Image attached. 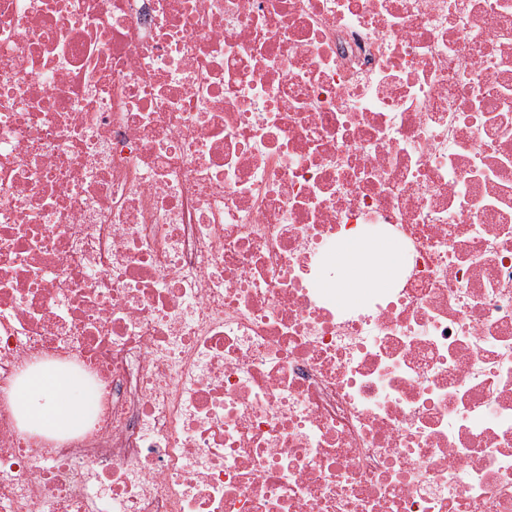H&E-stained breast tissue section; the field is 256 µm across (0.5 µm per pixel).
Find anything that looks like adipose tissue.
I'll list each match as a JSON object with an SVG mask.
<instances>
[{"label": "adipose tissue", "instance_id": "1", "mask_svg": "<svg viewBox=\"0 0 512 512\" xmlns=\"http://www.w3.org/2000/svg\"><path fill=\"white\" fill-rule=\"evenodd\" d=\"M403 254L388 237H351L340 241L319 285L337 298L360 301L374 288L393 284L400 275ZM23 427L39 433L46 428H81L94 396L77 379L62 371L34 370L11 394Z\"/></svg>", "mask_w": 512, "mask_h": 512}]
</instances>
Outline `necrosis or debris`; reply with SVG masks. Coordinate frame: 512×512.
I'll return each instance as SVG.
<instances>
[{"instance_id":"necrosis-or-debris-1","label":"necrosis or debris","mask_w":512,"mask_h":512,"mask_svg":"<svg viewBox=\"0 0 512 512\" xmlns=\"http://www.w3.org/2000/svg\"><path fill=\"white\" fill-rule=\"evenodd\" d=\"M0 512H512V0H0ZM400 243L388 237H351L340 241L319 287L336 289V298L359 302L373 288L393 284L400 275ZM23 427L41 433L81 428L94 396L77 379L62 371L33 370L11 393Z\"/></svg>"}]
</instances>
